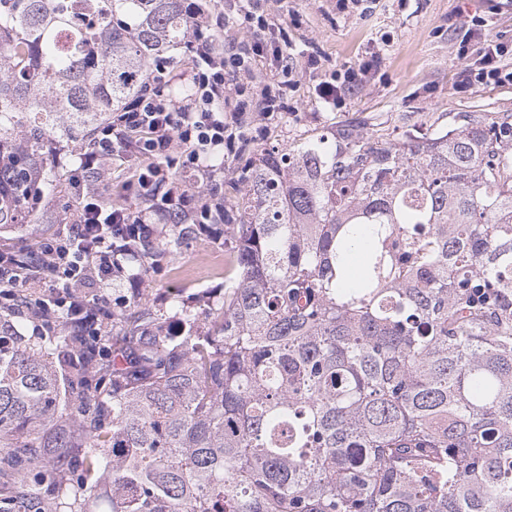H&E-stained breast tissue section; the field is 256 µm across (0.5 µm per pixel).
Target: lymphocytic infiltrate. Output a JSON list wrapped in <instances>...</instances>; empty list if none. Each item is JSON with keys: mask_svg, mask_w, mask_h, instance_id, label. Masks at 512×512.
<instances>
[{"mask_svg": "<svg viewBox=\"0 0 512 512\" xmlns=\"http://www.w3.org/2000/svg\"><path fill=\"white\" fill-rule=\"evenodd\" d=\"M238 12L252 26L249 41L224 52L215 48L212 37L193 29L188 39L190 65L157 66L151 85L116 123L102 130L68 173L77 222L68 235L41 238L32 249L43 259L37 275L52 282L50 299L38 301L37 306L45 310L54 306L82 309L83 317L72 326L84 335H98L99 307L83 299L78 290L92 277L101 283L111 282L113 225L158 224L173 211L195 224L215 223L211 200L190 191L187 177L201 175L209 157L231 145V137L224 134L227 106L239 112L274 111L276 88L291 81L288 49L269 40L267 23L254 13L252 0H238ZM479 41L475 82L512 81V71L504 66L512 50L486 35ZM137 125L146 127L149 134L133 150L148 158L149 164L127 180L123 190L135 199L149 197L151 205L137 214L122 205L101 207L90 194V179L105 177L113 157L132 149L125 130ZM173 158L179 163L182 179H173L168 173Z\"/></svg>", "mask_w": 512, "mask_h": 512, "instance_id": "1", "label": "lymphocytic infiltrate"}]
</instances>
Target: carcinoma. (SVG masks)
<instances>
[{
	"instance_id": "cac0c4a2",
	"label": "carcinoma",
	"mask_w": 512,
	"mask_h": 512,
	"mask_svg": "<svg viewBox=\"0 0 512 512\" xmlns=\"http://www.w3.org/2000/svg\"><path fill=\"white\" fill-rule=\"evenodd\" d=\"M184 0H0V230L186 48ZM230 117L224 223L112 225L130 285L48 346L0 317V512H512V114L284 151ZM206 235L224 293L147 282Z\"/></svg>"
}]
</instances>
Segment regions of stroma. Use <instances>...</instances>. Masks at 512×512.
<instances>
[{"mask_svg": "<svg viewBox=\"0 0 512 512\" xmlns=\"http://www.w3.org/2000/svg\"><path fill=\"white\" fill-rule=\"evenodd\" d=\"M254 9L288 38L292 63L301 70L288 93L287 127L262 124L259 141L287 149L345 124L407 127L437 118L446 125L463 112L487 119L512 113L511 83L459 91L465 62L457 41L473 26L512 45V0H254ZM372 52L377 66L342 104L318 98L315 87L325 75L358 70ZM47 150L56 162L57 186L24 231L0 232V247L26 250L40 237L68 233L75 222L67 171L78 146L52 139ZM223 268V246L201 238L153 277L151 292L216 288Z\"/></svg>", "mask_w": 512, "mask_h": 512, "instance_id": "1", "label": "stroma"}]
</instances>
